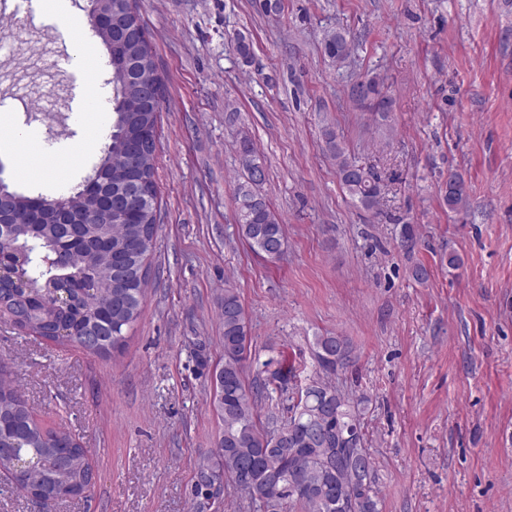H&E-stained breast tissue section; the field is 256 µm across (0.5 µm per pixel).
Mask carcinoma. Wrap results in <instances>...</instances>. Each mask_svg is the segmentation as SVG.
<instances>
[{
    "instance_id": "carcinoma-1",
    "label": "carcinoma",
    "mask_w": 512,
    "mask_h": 512,
    "mask_svg": "<svg viewBox=\"0 0 512 512\" xmlns=\"http://www.w3.org/2000/svg\"><path fill=\"white\" fill-rule=\"evenodd\" d=\"M98 2L102 12L112 11V29L101 30L98 37L111 48L113 120L103 156L85 178L88 191L81 207L87 223L68 235L46 214L47 202L14 193L8 224L15 244L40 248L53 261L43 263L33 255L20 266L14 253L0 249V266L18 273L21 281L19 286L0 288V317L27 334L79 348L85 334L93 332L96 339L87 346L89 353L109 357L127 345L151 270L160 219L155 179L160 102L150 98L147 88L162 79L153 46L141 33L136 0ZM323 49L341 67L351 55L352 39L344 30L328 31ZM357 83L365 91L357 96L349 90L352 101L375 113L380 125H389L392 100L383 92V80L368 73ZM322 138L348 195L367 209L376 207L382 195L378 174L369 166L364 175L353 176L358 162L337 134L325 127ZM236 152L240 173L233 194L239 236L255 253L279 258L287 243L284 225L261 187L250 180L252 170L264 168L262 158L245 133L236 140ZM134 179L145 184L149 197H134L128 209L108 212L106 194L124 190ZM445 201L450 210L466 206L468 191L461 175L454 174ZM221 317L223 370L214 407L223 431L217 447L199 455L190 495L192 512H205L201 492L212 482H230L251 502L268 509L292 504L301 512H342V499L351 495L364 472L371 476L369 495L355 504L353 512H381L374 462L363 431L351 442L344 440L349 428L361 426L365 400L344 396L328 381L351 362L348 340L332 333L315 337L319 375L298 390L290 416L282 419L270 412L263 423L258 402L269 397V383L287 385L288 372L279 366L270 372L268 383L248 386L250 329L239 292L230 285L224 288ZM13 457L23 462L14 484L37 498L57 502L91 487L88 450L64 431L44 429L8 368L0 364V468H8Z\"/></svg>"
}]
</instances>
